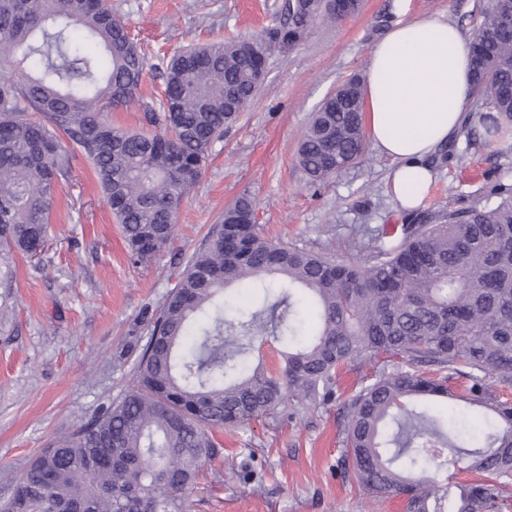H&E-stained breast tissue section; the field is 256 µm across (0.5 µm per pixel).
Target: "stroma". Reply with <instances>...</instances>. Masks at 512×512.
Listing matches in <instances>:
<instances>
[{
	"instance_id": "stroma-1",
	"label": "stroma",
	"mask_w": 512,
	"mask_h": 512,
	"mask_svg": "<svg viewBox=\"0 0 512 512\" xmlns=\"http://www.w3.org/2000/svg\"><path fill=\"white\" fill-rule=\"evenodd\" d=\"M284 0H111L151 63L219 39L260 38L286 23ZM492 0H363L360 11L316 21L293 48L270 45L268 75L253 104L215 141L184 201L178 230L148 264L130 262L120 227L91 165L78 158L54 199L41 264L15 255L0 285V502L25 467L59 434L75 430L132 380L160 311L191 257L241 195L256 203L267 238L347 259L377 245L385 224H434L442 214L512 185V138L485 142L479 101L466 130L428 159L434 181L422 205L401 209L391 160L365 141L357 160L313 183L299 141L337 85L363 77L372 47L401 19L444 17L473 36ZM363 376L341 375L329 400L287 406L216 432L221 454L187 498V512H404L373 500L342 468L343 403Z\"/></svg>"
}]
</instances>
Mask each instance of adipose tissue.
<instances>
[{
	"instance_id": "ef3b65f1",
	"label": "adipose tissue",
	"mask_w": 512,
	"mask_h": 512,
	"mask_svg": "<svg viewBox=\"0 0 512 512\" xmlns=\"http://www.w3.org/2000/svg\"><path fill=\"white\" fill-rule=\"evenodd\" d=\"M468 40L444 18L402 20L372 48L364 95L369 135L393 163L392 192L418 208L434 174L425 159L466 120L474 92Z\"/></svg>"
}]
</instances>
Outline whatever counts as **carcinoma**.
Instances as JSON below:
<instances>
[{
    "instance_id": "cac0c4a2",
    "label": "carcinoma",
    "mask_w": 512,
    "mask_h": 512,
    "mask_svg": "<svg viewBox=\"0 0 512 512\" xmlns=\"http://www.w3.org/2000/svg\"><path fill=\"white\" fill-rule=\"evenodd\" d=\"M288 24L265 32L295 46L331 10L284 5ZM470 41L487 138L512 127V0ZM251 41L189 46L163 67L164 94L138 96L148 59L106 0H0V254L39 258L67 137L91 163L121 224L127 253L146 264L166 247L215 141L261 83ZM325 98L298 162L313 181L347 168L364 142L362 86ZM138 105L151 130L112 124ZM243 195L189 260L135 361L131 386L29 464L0 512H185L213 432L290 403L319 405L346 368L373 374L344 403L342 465L377 499L406 512L512 508V186L437 224H392L352 261L267 239ZM248 283L264 299L224 303ZM316 323L303 333L301 299ZM289 336L276 366L251 364L253 341ZM431 401L482 410L487 430L465 442ZM478 475L438 479L444 467Z\"/></svg>"
}]
</instances>
